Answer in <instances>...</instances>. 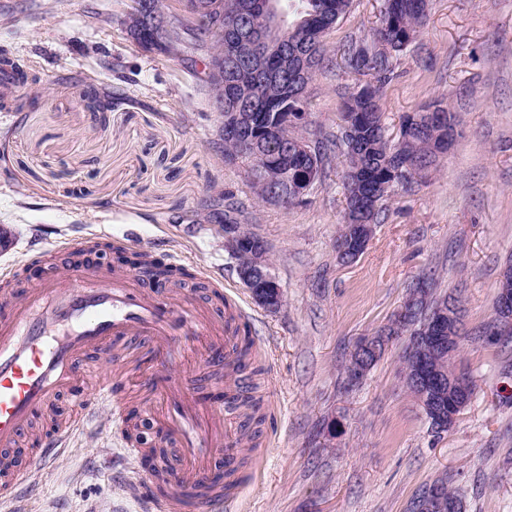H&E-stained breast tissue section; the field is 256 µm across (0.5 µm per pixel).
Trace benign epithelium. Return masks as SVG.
Returning a JSON list of instances; mask_svg holds the SVG:
<instances>
[{"label": "benign epithelium", "instance_id": "benign-epithelium-1", "mask_svg": "<svg viewBox=\"0 0 512 512\" xmlns=\"http://www.w3.org/2000/svg\"><path fill=\"white\" fill-rule=\"evenodd\" d=\"M266 9L270 15L267 26L260 32L250 33V37L263 48L276 46L283 50L291 49L290 78H297L299 71L307 65L308 55L294 46L288 47L284 39L288 31L278 9L276 0H267ZM204 6L195 2L188 4L187 10L175 13L169 9L157 10L150 0H133V5L123 18V29L128 38L148 54H162L170 58L183 56L181 46L171 41L172 31L181 26L193 27L197 24ZM210 81L217 96L215 108L224 110V59L209 70ZM224 248L236 261L238 275L257 305L276 311L283 303L282 288L271 272L267 249L263 242L243 229L240 224H224ZM427 289L419 285L411 289L401 308L398 319L411 325L413 334L412 369L409 381L418 393L419 406L430 420L432 427L441 432L456 421L462 410L471 400L464 390L465 382L459 376L450 377L432 364L431 356L437 352H454L460 339L457 302L448 307H439L427 314L426 326L419 329L412 324L416 313L424 310ZM496 321L512 323V294L503 291L495 306ZM386 337L373 334L362 337L356 346L358 353L348 365L346 384L355 387L367 372L364 365V352L377 355L383 350ZM448 486L445 477L429 485L425 497L419 502L416 512H452L456 505L448 502L443 488Z\"/></svg>", "mask_w": 512, "mask_h": 512}]
</instances>
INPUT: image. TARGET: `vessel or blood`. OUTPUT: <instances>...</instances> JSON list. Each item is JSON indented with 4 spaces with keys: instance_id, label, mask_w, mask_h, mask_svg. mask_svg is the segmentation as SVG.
I'll list each match as a JSON object with an SVG mask.
<instances>
[{
    "instance_id": "b4317fda",
    "label": "vessel or blood",
    "mask_w": 512,
    "mask_h": 512,
    "mask_svg": "<svg viewBox=\"0 0 512 512\" xmlns=\"http://www.w3.org/2000/svg\"><path fill=\"white\" fill-rule=\"evenodd\" d=\"M198 283L208 300L180 281L151 279L128 265L73 260L64 275L47 268L25 289L24 303L16 302L14 289L0 290L1 503L15 497L26 471L49 466L75 434L97 428L106 409L119 447L146 471L163 473V491L142 494L154 512H224L230 466L224 451L237 441L224 429L222 405L201 400L176 365L208 352L234 369L228 341L246 315L225 306L218 278L202 275ZM134 336L145 347L130 361L89 370V362L127 349ZM133 391L149 399L154 424L179 451L176 463L137 443L138 429L124 416ZM65 393L73 396L70 421L35 432L36 421L54 414Z\"/></svg>"
}]
</instances>
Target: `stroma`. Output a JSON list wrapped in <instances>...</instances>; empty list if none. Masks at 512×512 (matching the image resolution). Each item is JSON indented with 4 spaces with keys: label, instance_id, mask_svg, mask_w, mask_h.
Instances as JSON below:
<instances>
[{
    "label": "stroma",
    "instance_id": "obj_1",
    "mask_svg": "<svg viewBox=\"0 0 512 512\" xmlns=\"http://www.w3.org/2000/svg\"><path fill=\"white\" fill-rule=\"evenodd\" d=\"M131 0H0V57L17 63L0 111V228L13 244L0 273L33 278L29 258L62 244L142 246L221 278L249 315L260 434L243 443L241 481L224 512H408L448 476L465 512H512V328L495 320L512 262V0H429L383 88L387 133L433 100L460 135L393 188L366 249L345 263V161L332 152L302 203L257 199L244 159L224 161L220 119L201 80L203 51L142 52L121 20ZM383 0H352L325 37L327 60L306 92L311 146L339 137L343 97L363 85L344 54L369 44ZM262 239L284 303L252 300L224 249L225 212ZM432 278L463 310L457 364L474 394L437 434L401 380L393 340L354 389L345 371L360 337L390 324L410 288ZM336 423L335 439L324 428ZM112 416L76 435L50 470L19 490L26 512H145L133 458L110 455Z\"/></svg>",
    "mask_w": 512,
    "mask_h": 512
}]
</instances>
